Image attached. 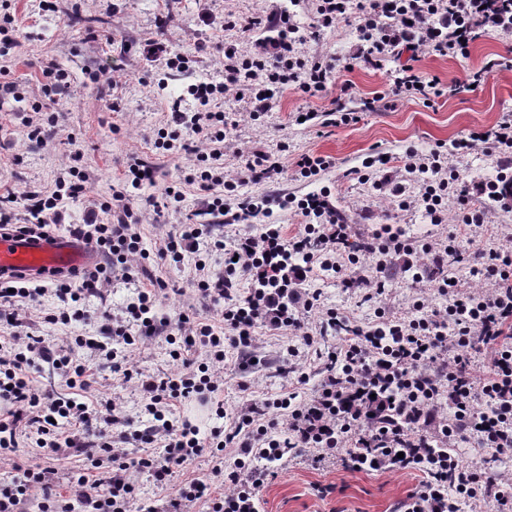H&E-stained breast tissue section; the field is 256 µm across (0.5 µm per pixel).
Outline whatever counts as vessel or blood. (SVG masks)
Listing matches in <instances>:
<instances>
[{
    "label": "vessel or blood",
    "instance_id": "vessel-or-blood-1",
    "mask_svg": "<svg viewBox=\"0 0 512 512\" xmlns=\"http://www.w3.org/2000/svg\"><path fill=\"white\" fill-rule=\"evenodd\" d=\"M96 259V254L83 241L69 234L33 239L0 231V277L72 272Z\"/></svg>",
    "mask_w": 512,
    "mask_h": 512
}]
</instances>
